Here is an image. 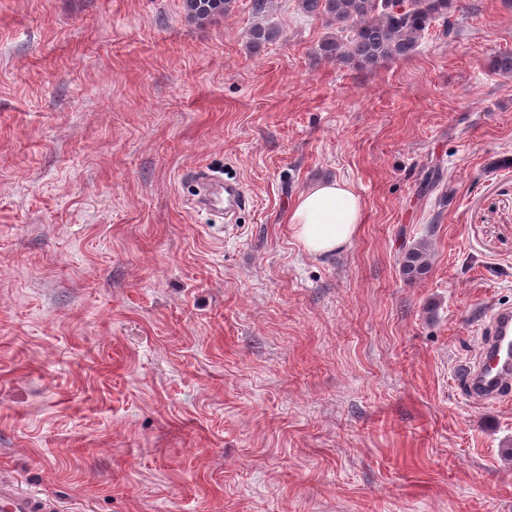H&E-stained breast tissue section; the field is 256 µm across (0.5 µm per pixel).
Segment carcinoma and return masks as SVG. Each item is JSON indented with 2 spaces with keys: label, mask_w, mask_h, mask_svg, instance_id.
I'll list each match as a JSON object with an SVG mask.
<instances>
[{
  "label": "carcinoma",
  "mask_w": 512,
  "mask_h": 512,
  "mask_svg": "<svg viewBox=\"0 0 512 512\" xmlns=\"http://www.w3.org/2000/svg\"><path fill=\"white\" fill-rule=\"evenodd\" d=\"M250 3L254 19L247 31L250 42L258 47L277 40L280 31L267 22L273 0ZM297 8L308 17L323 19L335 30L318 46L324 59L362 69L411 56L435 21L443 39L454 41L459 35L454 19L456 0H414L413 8L404 12L395 10V0H297ZM489 67L512 75V54L492 56ZM430 266V251L424 243L413 245L403 256V274L409 280L422 278Z\"/></svg>",
  "instance_id": "cac0c4a2"
}]
</instances>
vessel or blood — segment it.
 I'll return each mask as SVG.
<instances>
[{
	"label": "vessel or blood",
	"instance_id": "b4317fda",
	"mask_svg": "<svg viewBox=\"0 0 512 512\" xmlns=\"http://www.w3.org/2000/svg\"><path fill=\"white\" fill-rule=\"evenodd\" d=\"M207 194L204 206L213 214L223 215L245 208L248 199L241 186L217 181L210 172L196 174ZM462 384L474 400L499 402L512 394V307L496 309L483 342V359L475 365H462ZM58 503L24 490L17 480L0 476V512H58Z\"/></svg>",
	"mask_w": 512,
	"mask_h": 512
}]
</instances>
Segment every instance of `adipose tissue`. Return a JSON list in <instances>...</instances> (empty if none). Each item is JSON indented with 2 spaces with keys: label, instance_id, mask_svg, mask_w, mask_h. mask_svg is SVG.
Returning a JSON list of instances; mask_svg holds the SVG:
<instances>
[{
  "label": "adipose tissue",
  "instance_id": "ef3b65f1",
  "mask_svg": "<svg viewBox=\"0 0 512 512\" xmlns=\"http://www.w3.org/2000/svg\"><path fill=\"white\" fill-rule=\"evenodd\" d=\"M362 212L363 201L355 189L333 180L303 191L287 219L302 249L318 256L343 249L354 238Z\"/></svg>",
  "mask_w": 512,
  "mask_h": 512
}]
</instances>
